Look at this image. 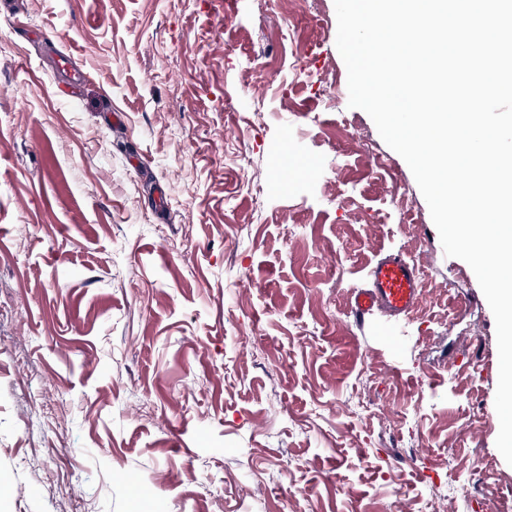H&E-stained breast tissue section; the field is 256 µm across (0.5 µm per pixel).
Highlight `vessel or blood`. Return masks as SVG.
<instances>
[{"mask_svg": "<svg viewBox=\"0 0 512 512\" xmlns=\"http://www.w3.org/2000/svg\"><path fill=\"white\" fill-rule=\"evenodd\" d=\"M420 290L418 267L402 255L391 254L374 265L370 287L353 292L351 313L358 321L380 309L404 317L417 307Z\"/></svg>", "mask_w": 512, "mask_h": 512, "instance_id": "b4317fda", "label": "vessel or blood"}]
</instances>
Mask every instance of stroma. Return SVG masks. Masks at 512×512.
Segmentation results:
<instances>
[{
  "label": "stroma",
  "instance_id": "35a3bbf8",
  "mask_svg": "<svg viewBox=\"0 0 512 512\" xmlns=\"http://www.w3.org/2000/svg\"><path fill=\"white\" fill-rule=\"evenodd\" d=\"M336 35L0 0V512H512L494 315ZM393 252L418 308L354 322Z\"/></svg>",
  "mask_w": 512,
  "mask_h": 512
}]
</instances>
